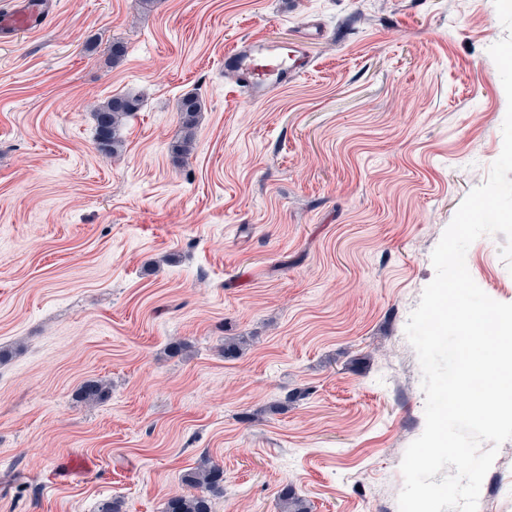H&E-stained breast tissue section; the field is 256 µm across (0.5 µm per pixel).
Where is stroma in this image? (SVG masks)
<instances>
[{
	"label": "stroma",
	"mask_w": 512,
	"mask_h": 512,
	"mask_svg": "<svg viewBox=\"0 0 512 512\" xmlns=\"http://www.w3.org/2000/svg\"><path fill=\"white\" fill-rule=\"evenodd\" d=\"M53 3L0 41V512H163L204 456L212 512H278L286 486L309 512H399L425 427L405 326L503 146L494 0ZM309 22L313 69L249 100L225 51ZM124 93L142 106L113 159L93 107ZM187 93L203 109L178 157ZM505 242L466 265L512 303ZM89 379L109 400L76 399ZM478 512H512V440Z\"/></svg>",
	"instance_id": "35a3bbf8"
}]
</instances>
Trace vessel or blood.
I'll return each instance as SVG.
<instances>
[{"label":"vessel or blood","instance_id":"obj_1","mask_svg":"<svg viewBox=\"0 0 512 512\" xmlns=\"http://www.w3.org/2000/svg\"><path fill=\"white\" fill-rule=\"evenodd\" d=\"M36 18L27 11L0 17V36L35 26ZM224 62L238 75L241 86L253 101L265 99L272 88L285 85L291 77L307 73L312 59L305 40L290 43L287 49L255 39L225 52Z\"/></svg>","mask_w":512,"mask_h":512}]
</instances>
